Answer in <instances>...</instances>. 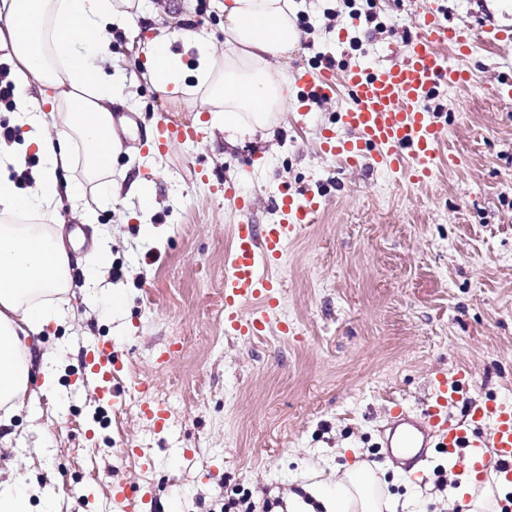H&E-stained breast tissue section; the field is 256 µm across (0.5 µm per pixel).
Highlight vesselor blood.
<instances>
[{"label":"vessel or blood","mask_w":512,"mask_h":512,"mask_svg":"<svg viewBox=\"0 0 512 512\" xmlns=\"http://www.w3.org/2000/svg\"><path fill=\"white\" fill-rule=\"evenodd\" d=\"M416 40L398 52L395 62L375 67L348 68L342 83L328 72L303 71L299 82L308 96L325 98L344 85L351 102L338 115L343 135L327 133L324 151L355 167L378 161L404 182L424 186L433 180L441 164L439 153L446 128L424 107L436 89L445 85L465 89L474 74L461 63L474 46L475 34L465 25H448L430 6L416 19ZM195 126L158 123L157 148L196 138ZM323 206L321 195L309 192L281 193L276 207L278 223L256 228L242 221L233 228L234 248L224 268V329L237 336H253L266 328L270 312L279 304L280 285L269 273L282 257L288 240L303 225L313 223ZM253 304L249 318H241L243 305ZM112 349L98 350L88 368L90 382L101 385L112 379ZM460 381L436 379L435 399L423 419L406 417L400 403H393L394 425L387 448H407L416 457L444 453L456 468L480 470L485 449H495L500 473L512 484V409L491 405L470 406L466 415L449 421L446 409L459 397Z\"/></svg>","instance_id":"b4317fda"}]
</instances>
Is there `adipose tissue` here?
<instances>
[{"mask_svg": "<svg viewBox=\"0 0 512 512\" xmlns=\"http://www.w3.org/2000/svg\"><path fill=\"white\" fill-rule=\"evenodd\" d=\"M142 13V0H0V48L10 50L14 124L22 131L20 142L0 145V423L31 399V385L58 391L60 354H35L31 342L69 317L73 268L55 225L65 208L94 223L96 204L117 194L109 174L123 145L112 107L126 75L105 73L103 64L113 29L130 31ZM224 36L219 54L193 28L160 30L145 48V78L168 99L188 94L187 108L211 112L229 142L274 135L288 81L272 65L301 39L288 0H224ZM175 39L193 50V65L171 52ZM30 153L39 167L23 191L10 171ZM80 161L81 182L70 176ZM21 215L32 223H18ZM385 487L382 474L359 462L336 483L304 486L289 497L288 512H391Z\"/></svg>", "mask_w": 512, "mask_h": 512, "instance_id": "obj_1", "label": "adipose tissue"}]
</instances>
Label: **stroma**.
Returning <instances> with one entry per match:
<instances>
[{
  "mask_svg": "<svg viewBox=\"0 0 512 512\" xmlns=\"http://www.w3.org/2000/svg\"><path fill=\"white\" fill-rule=\"evenodd\" d=\"M167 2L146 0L137 35L116 32L105 66L126 72L117 110L133 114L138 134L137 153L118 156L113 178H144L155 207L107 204L92 224L61 213L63 233L77 235L72 259L87 262L111 238L107 281L125 290L127 305L115 313L105 297L75 289L71 318L42 338L63 353L58 396L36 394L0 428V440H11L0 444V480L38 487L33 512H110L119 481L139 512H224L242 493L255 512H286L289 493L312 473L335 479L357 455L381 464L389 494L413 512H468L455 494L465 473L447 457L430 456L413 473L379 443L392 404L423 418L442 376L465 381L451 419L475 403L512 406V100L490 91L512 78V41L483 39L488 30L512 34V14H494L487 0H438L449 24L479 38L463 60L477 81L440 87L428 102L447 122L451 161L418 187L382 165L350 169L325 154L321 141L338 129L348 93L340 86L334 100L305 105L297 80L319 70L323 55L338 71L392 62V47L416 36L424 0H374L370 23L344 0H292L309 28L277 68L288 107L273 139L234 146L209 113L173 107L142 77V44L155 29L186 23L224 44V0ZM162 119L203 134L159 151L153 126ZM220 177L251 200L249 214L224 200ZM305 189L327 205L270 269L281 297L267 329L226 333L234 225L278 222L275 196ZM104 345L120 366L108 406L90 403L85 382ZM147 400L166 409L163 428L142 417Z\"/></svg>",
  "mask_w": 512,
  "mask_h": 512,
  "instance_id": "obj_1",
  "label": "stroma"
}]
</instances>
